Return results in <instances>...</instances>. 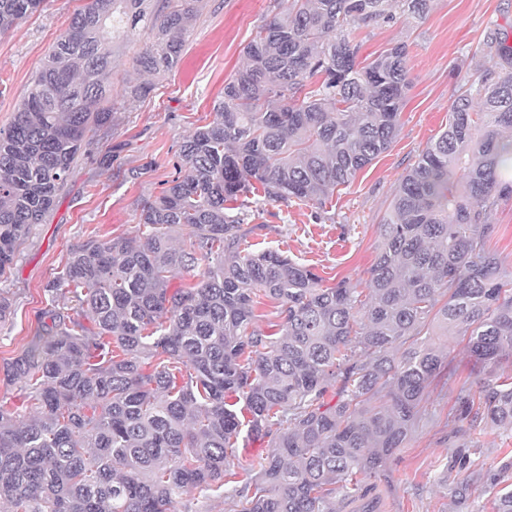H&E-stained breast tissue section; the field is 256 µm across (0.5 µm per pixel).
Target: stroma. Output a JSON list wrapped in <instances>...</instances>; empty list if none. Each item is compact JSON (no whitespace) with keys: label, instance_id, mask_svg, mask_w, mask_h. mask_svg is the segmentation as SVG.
Returning <instances> with one entry per match:
<instances>
[{"label":"stroma","instance_id":"35a3bbf8","mask_svg":"<svg viewBox=\"0 0 512 512\" xmlns=\"http://www.w3.org/2000/svg\"><path fill=\"white\" fill-rule=\"evenodd\" d=\"M172 72L153 77L145 97L113 96L110 122L89 140L72 165L47 223L19 246L0 275V295L11 313L0 322V364L15 357L39 328L44 286L61 271L70 250L88 237H137L140 206L162 190L185 139L212 119L224 82L244 63L257 28L278 11V0H205ZM83 0H46L42 11L0 33V128L10 124L57 35ZM512 25V0H431L425 20H398L358 31L361 57L405 42L411 88L389 150L341 188L324 217L305 205L266 204L253 250L276 248L310 265L332 286L364 287L380 242L379 225L402 175L447 126L456 82L471 75L486 34ZM450 365L432 383L422 420L390 464L386 512H452L450 492L437 477L457 449L477 448L486 463L512 455V430L480 431L448 415L477 369L463 344L449 340Z\"/></svg>","mask_w":512,"mask_h":512}]
</instances>
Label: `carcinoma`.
Listing matches in <instances>:
<instances>
[{"label": "carcinoma", "mask_w": 512, "mask_h": 512, "mask_svg": "<svg viewBox=\"0 0 512 512\" xmlns=\"http://www.w3.org/2000/svg\"><path fill=\"white\" fill-rule=\"evenodd\" d=\"M45 0H0V32ZM429 0H282L185 140L176 176L141 206L137 238H89L44 287L41 327L3 366L0 504L8 512H174L194 491L227 512H385L390 459L459 336L488 376L462 389L455 425L512 428V272L490 241L512 198V45L483 40L448 127L402 176L365 287L247 238L260 205L325 211L393 143L411 87L407 47L363 64L356 30ZM203 0H85L0 129V274L47 223L86 139L111 119L122 44L158 75L180 62ZM185 232L181 245L172 232ZM196 281L178 288L183 272ZM275 302L256 327L257 297ZM269 439L238 485L239 439ZM455 507L497 490L512 512V456L451 460Z\"/></svg>", "instance_id": "carcinoma-1"}]
</instances>
